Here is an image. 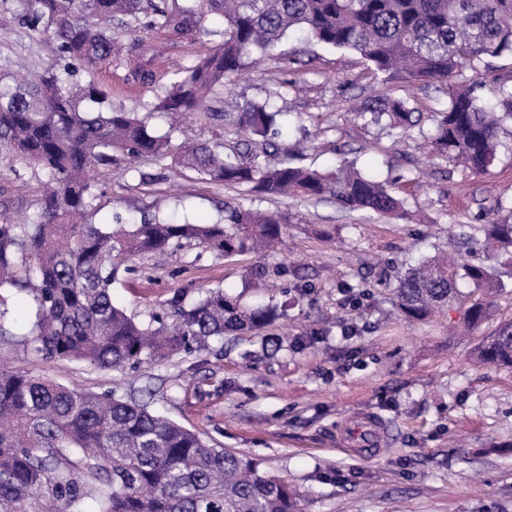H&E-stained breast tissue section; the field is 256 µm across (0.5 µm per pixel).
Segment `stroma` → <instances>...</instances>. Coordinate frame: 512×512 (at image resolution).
Wrapping results in <instances>:
<instances>
[{
    "instance_id": "1",
    "label": "stroma",
    "mask_w": 512,
    "mask_h": 512,
    "mask_svg": "<svg viewBox=\"0 0 512 512\" xmlns=\"http://www.w3.org/2000/svg\"><path fill=\"white\" fill-rule=\"evenodd\" d=\"M118 37L120 54L93 73L113 108L151 113V127L173 142L217 145L243 139L218 113L270 103L290 115L288 142L302 148L300 164L327 169L345 158L383 177L392 166L403 172L393 188L407 214L379 219L328 201L247 194L176 171L167 158L99 169L93 206L103 217L115 210L141 216L161 197L180 221H220L228 202L288 217L276 253L224 258L190 244L127 257L113 296L128 314L143 322L165 317L175 293L189 305L208 288L251 303L249 274L262 266L267 293L286 304L285 315L261 333L212 338L133 368L48 361L15 339L0 342V365L119 398H150L155 411L208 444L259 459L297 490L302 512H512V369L470 356L512 320V277L491 320L469 332L468 281L459 280L460 297L442 314L415 322L399 316L388 286L407 264L457 250L461 226L480 234L486 213L512 205V134H502L495 164L473 173L430 154L420 131L393 139L377 125L353 127L352 104L388 95L428 113L445 107L446 86L384 82L356 53L294 38L281 47L291 64L250 66L223 101L171 132L152 113L157 96L170 72L192 66L216 37L143 28ZM54 60L52 42H32L23 28L0 38V66L11 72ZM41 190L32 166L0 157V209L34 212ZM362 415L385 427L370 457L347 439Z\"/></svg>"
}]
</instances>
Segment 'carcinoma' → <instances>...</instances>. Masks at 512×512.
<instances>
[{"label": "carcinoma", "mask_w": 512, "mask_h": 512, "mask_svg": "<svg viewBox=\"0 0 512 512\" xmlns=\"http://www.w3.org/2000/svg\"><path fill=\"white\" fill-rule=\"evenodd\" d=\"M13 21L55 46L56 65L20 79L0 73V154L25 161L46 179L38 211L22 219L0 211V319L13 295L27 297L23 340L44 359L99 370L162 362L191 342L259 332L279 316L272 302L241 304L221 288L191 306L176 293L174 323L143 324L114 301L112 285L126 257L191 241L231 258L282 241L288 219L228 204L224 222L179 223L159 208L136 222L118 214L93 221L95 172L119 155L128 162L169 158L230 188L270 198L334 199L348 211L405 215L387 180L343 162L330 171L295 163L288 151V113L247 103L233 116L259 155L206 142L171 145L170 132L207 99L221 98L257 53L281 59L289 34L327 49L355 52L375 78L444 82L448 102L433 113L434 156L480 173L497 160L500 133L512 124V87L486 83L481 66L512 55V0H16ZM163 28L176 35L221 36L196 65L171 72L155 110L170 123L157 133L135 112L114 111L94 80L81 81L112 56L114 22ZM471 75H466V72ZM354 121L386 123L399 136L423 121L407 102L369 99ZM485 259L458 264L427 257L396 277L395 303L423 320L457 295L458 277L491 293L512 259V210L484 225ZM479 296L469 320L490 317ZM484 364L512 367V322L474 348ZM0 512H298L287 482L253 457L208 445L197 433L150 409L147 401L73 389L0 367Z\"/></svg>", "instance_id": "obj_1"}]
</instances>
